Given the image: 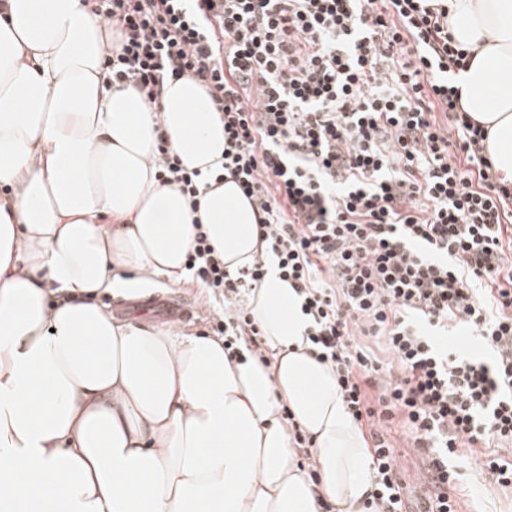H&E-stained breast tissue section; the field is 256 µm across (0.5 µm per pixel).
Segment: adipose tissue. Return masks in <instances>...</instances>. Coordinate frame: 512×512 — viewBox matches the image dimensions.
Returning <instances> with one entry per match:
<instances>
[{
  "label": "adipose tissue",
  "mask_w": 512,
  "mask_h": 512,
  "mask_svg": "<svg viewBox=\"0 0 512 512\" xmlns=\"http://www.w3.org/2000/svg\"><path fill=\"white\" fill-rule=\"evenodd\" d=\"M448 29L480 46L461 103L512 179V0H448ZM111 38L83 0L0 6V512H360L366 437L308 354L287 282L269 274L251 300L267 365L95 301L145 273L180 282L200 229L232 272L262 248L234 182L194 204L150 163L164 140L183 168L217 169L224 123L209 94L170 80L152 110L107 81Z\"/></svg>",
  "instance_id": "obj_1"
}]
</instances>
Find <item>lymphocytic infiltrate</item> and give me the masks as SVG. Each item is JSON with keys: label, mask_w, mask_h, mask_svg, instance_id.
Here are the masks:
<instances>
[{"label": "lymphocytic infiltrate", "mask_w": 512, "mask_h": 512, "mask_svg": "<svg viewBox=\"0 0 512 512\" xmlns=\"http://www.w3.org/2000/svg\"><path fill=\"white\" fill-rule=\"evenodd\" d=\"M446 2L85 0L112 30L108 81L153 105L171 79L208 88L264 248L231 272L201 230L186 268L222 296L232 359L266 357L248 298L269 269L293 288L310 354L368 429L363 512H409L395 420L428 459L423 512H459L466 452L512 491V181L459 103L471 53ZM155 166L190 199L205 182L164 143ZM460 325L483 354L449 345Z\"/></svg>", "instance_id": "obj_1"}]
</instances>
